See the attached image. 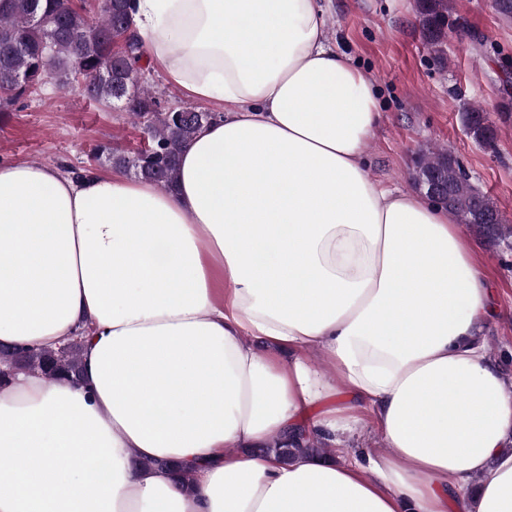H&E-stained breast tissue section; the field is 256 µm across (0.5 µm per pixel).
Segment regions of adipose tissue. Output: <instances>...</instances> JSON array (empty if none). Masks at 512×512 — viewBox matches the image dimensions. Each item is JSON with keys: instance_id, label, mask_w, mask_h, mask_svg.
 <instances>
[{"instance_id": "1", "label": "adipose tissue", "mask_w": 512, "mask_h": 512, "mask_svg": "<svg viewBox=\"0 0 512 512\" xmlns=\"http://www.w3.org/2000/svg\"><path fill=\"white\" fill-rule=\"evenodd\" d=\"M133 19L224 115L172 192L0 164V346L83 341L80 381L0 391V512H512L493 291L445 208L372 179L376 85L322 0H136ZM364 410L382 448H269L339 445ZM273 447L279 452L284 461H290L301 454H321V447L314 444V442H303L300 437L295 438L289 444H284L279 440L273 442Z\"/></svg>"}]
</instances>
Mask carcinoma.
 I'll return each instance as SVG.
<instances>
[{
    "label": "carcinoma",
    "mask_w": 512,
    "mask_h": 512,
    "mask_svg": "<svg viewBox=\"0 0 512 512\" xmlns=\"http://www.w3.org/2000/svg\"><path fill=\"white\" fill-rule=\"evenodd\" d=\"M450 2L417 0L419 22L441 61L448 51ZM128 14L129 0H100L95 20L83 8L66 5L63 0H0V99L13 105L53 79L63 90L78 86L94 99L121 103L124 111L144 120L148 146L133 155L99 147L87 165L72 169V173L82 177L105 161L172 191L178 178L180 149L216 115L190 109L189 116L182 117L176 111L158 110L155 97L142 85V39L125 23ZM460 119L476 143L494 147L497 128L485 109L466 106ZM414 172L415 185H420L418 176L428 174L443 187L444 206L459 223L502 242L512 239V224L506 223L497 207L471 184L469 174L448 151L425 144L418 151ZM486 214L495 215L496 223H487ZM80 350L79 340L70 344L64 356L52 350L0 349V361L6 367L0 373V388L15 371L74 381L80 373ZM273 447L285 461L322 452L321 447L299 437L289 444L276 440Z\"/></svg>",
    "instance_id": "cac0c4a2"
}]
</instances>
